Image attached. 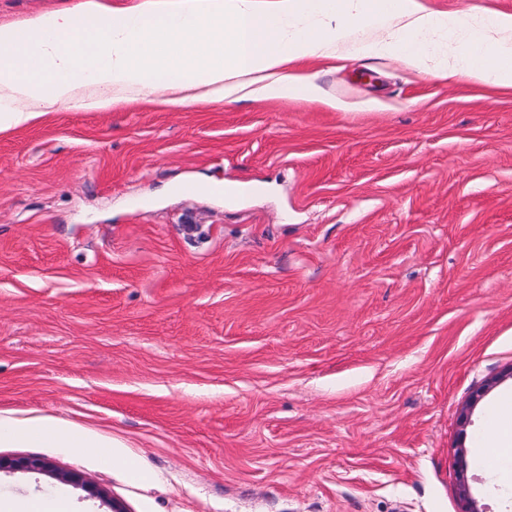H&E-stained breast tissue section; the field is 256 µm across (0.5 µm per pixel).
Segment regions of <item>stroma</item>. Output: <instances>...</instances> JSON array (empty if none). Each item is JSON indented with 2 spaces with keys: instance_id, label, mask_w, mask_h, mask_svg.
<instances>
[{
  "instance_id": "stroma-1",
  "label": "stroma",
  "mask_w": 512,
  "mask_h": 512,
  "mask_svg": "<svg viewBox=\"0 0 512 512\" xmlns=\"http://www.w3.org/2000/svg\"><path fill=\"white\" fill-rule=\"evenodd\" d=\"M78 3L0 0V25ZM298 67L325 101L58 107L0 134V418L122 444L0 458L126 512H461L465 483L512 512L475 454L512 396V89ZM56 492L105 512L0 472V497Z\"/></svg>"
}]
</instances>
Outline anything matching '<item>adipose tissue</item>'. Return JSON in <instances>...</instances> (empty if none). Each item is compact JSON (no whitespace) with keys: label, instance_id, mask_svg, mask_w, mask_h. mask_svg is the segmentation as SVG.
<instances>
[{"label":"adipose tissue","instance_id":"obj_1","mask_svg":"<svg viewBox=\"0 0 512 512\" xmlns=\"http://www.w3.org/2000/svg\"><path fill=\"white\" fill-rule=\"evenodd\" d=\"M376 32L361 42L358 30ZM403 61L435 78L463 76L512 88V14L474 19L420 0H143L113 16L102 0L0 26V133L58 105L106 112L140 97L167 108L244 97H319L297 61L332 58L342 45ZM512 446V404L494 410L476 448ZM0 447L97 448L79 429L0 419Z\"/></svg>","mask_w":512,"mask_h":512}]
</instances>
